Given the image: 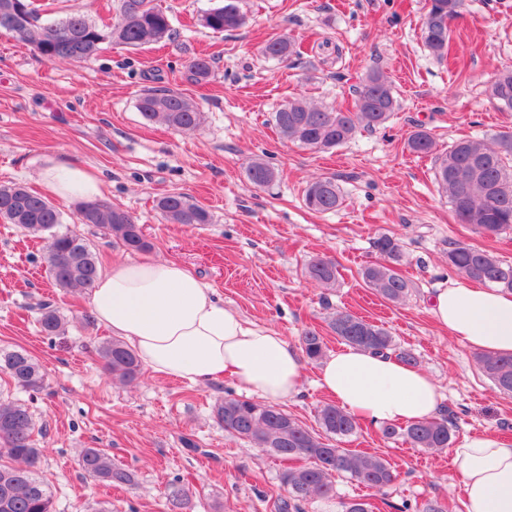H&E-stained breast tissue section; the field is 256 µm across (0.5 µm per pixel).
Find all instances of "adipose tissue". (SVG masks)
Instances as JSON below:
<instances>
[{"instance_id": "1", "label": "adipose tissue", "mask_w": 512, "mask_h": 512, "mask_svg": "<svg viewBox=\"0 0 512 512\" xmlns=\"http://www.w3.org/2000/svg\"><path fill=\"white\" fill-rule=\"evenodd\" d=\"M41 182L63 201L100 197L88 169L45 159ZM94 319L134 350L153 374L196 386L231 375L252 397L270 404L295 401L306 371L295 346L276 330L224 306L212 288L173 260L123 262L101 273L90 296ZM433 319L472 349L512 355V292L466 279H449L428 297ZM317 384L344 410L374 426L437 416L440 386L424 370L390 354L359 347L321 361ZM452 465L464 512H512V442L473 435L455 448Z\"/></svg>"}]
</instances>
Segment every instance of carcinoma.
<instances>
[{
    "instance_id": "cac0c4a2",
    "label": "carcinoma",
    "mask_w": 512,
    "mask_h": 512,
    "mask_svg": "<svg viewBox=\"0 0 512 512\" xmlns=\"http://www.w3.org/2000/svg\"><path fill=\"white\" fill-rule=\"evenodd\" d=\"M119 12L113 21L99 26L83 13H71L55 19H42L35 0H0V29L15 33L20 40L49 63H78L92 59L101 45L112 42L126 47H142L176 35L168 14L154 0H119ZM465 0H429L423 18L421 39L429 52L442 60L448 55L451 22L458 17ZM248 18L239 0L209 9L201 16V25L213 32L234 31L244 27ZM262 53L287 61L301 56L300 47L288 36L272 38ZM214 57L199 54L188 68L194 80L210 77ZM490 95L498 107L512 112V68L506 67L491 83ZM137 108L148 121L160 122L185 134H194L204 123V113L186 95L166 87L148 89L138 99ZM398 108L392 84L381 73L372 72L357 91L353 109L344 112L326 109L303 97L282 102L273 112V122L282 138L314 151H329L347 143L360 129L383 126ZM409 150L429 155L436 149L433 135L419 129L408 140ZM247 181L256 189L272 185L276 170L262 159L245 168ZM435 181L448 197L458 223L484 237H497L512 229V131H502L492 142L484 139L459 140L436 158ZM305 207L325 214L340 209L344 194L334 176H319L303 190ZM156 208L170 224H209L211 212L181 193H168L157 200ZM0 220L43 242L44 261L50 278L65 291L90 292L100 272V260L93 244L76 231H62L63 213L52 201L21 184L0 186ZM82 224L95 226L130 251L149 247L142 227L126 210L107 202L82 211ZM379 261L361 270L363 281L381 298L404 302L413 290L412 282L397 266L403 259L400 241L381 234L372 242ZM448 268L474 282L512 291V264L501 262L490 251L464 242L449 244ZM309 281L321 288L336 285V262L316 256L305 265ZM38 324L47 336L64 333L66 320L50 300L38 304ZM330 327L346 343L376 353L393 352L401 361L415 365V355L400 349L389 333L363 318L338 312ZM306 357L317 361L324 355L321 336L307 331L301 337ZM97 355L112 379L130 383L141 373L136 353L121 339L103 341ZM476 361L482 373L502 393L512 395V356L481 353ZM0 372L24 391L39 392L47 386V376L39 361L24 349H0ZM215 416L224 430L253 443L271 455L294 463L282 473L289 498L279 504L280 512H301V504L329 496L339 474L377 492L397 478L390 462L377 454L349 448H336L335 438L352 436L358 420L340 407L325 403L317 410L323 433H316L292 418L276 405L260 400L229 396L215 406ZM453 413L448 411L407 425L382 426V434L391 439L403 436L414 448L439 451L452 438ZM36 422L29 408L20 401H0V512H51V493L38 475L42 449L36 447ZM82 470L108 487L134 483L128 469L112 463L104 448H85L81 452Z\"/></svg>"
}]
</instances>
